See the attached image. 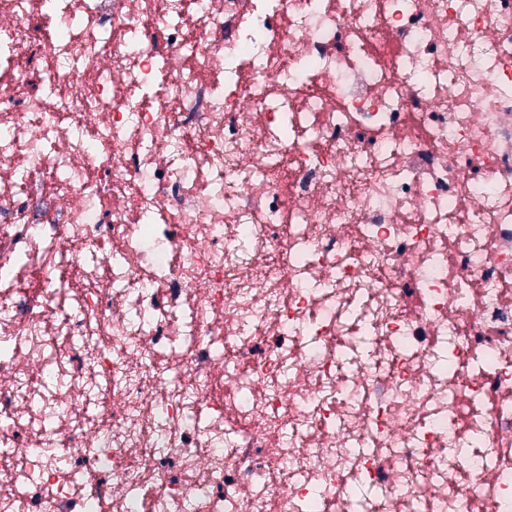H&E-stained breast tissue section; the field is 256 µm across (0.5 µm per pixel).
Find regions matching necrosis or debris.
Listing matches in <instances>:
<instances>
[{"instance_id": "4bbe7bcc", "label": "necrosis or debris", "mask_w": 512, "mask_h": 512, "mask_svg": "<svg viewBox=\"0 0 512 512\" xmlns=\"http://www.w3.org/2000/svg\"><path fill=\"white\" fill-rule=\"evenodd\" d=\"M0 446V512H512V0H0Z\"/></svg>"}]
</instances>
